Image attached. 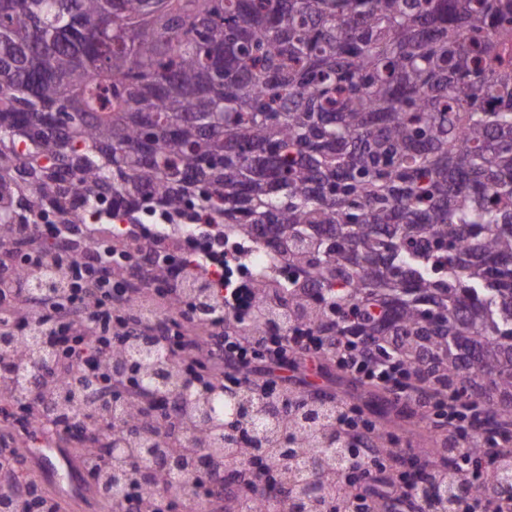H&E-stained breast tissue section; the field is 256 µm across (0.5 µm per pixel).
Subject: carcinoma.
I'll return each mask as SVG.
<instances>
[{
    "instance_id": "carcinoma-1",
    "label": "carcinoma",
    "mask_w": 512,
    "mask_h": 512,
    "mask_svg": "<svg viewBox=\"0 0 512 512\" xmlns=\"http://www.w3.org/2000/svg\"><path fill=\"white\" fill-rule=\"evenodd\" d=\"M150 222L251 227L288 267L284 323L332 305L347 335L402 336L411 362L431 355L492 404L477 430L507 429L512 0H0V236ZM128 355L141 383L181 386L150 345ZM235 401L283 479L304 481L305 448L349 460L323 402L285 448L280 415ZM207 405L190 402L193 423ZM209 437L243 461L236 437ZM116 444L112 499L152 440Z\"/></svg>"
}]
</instances>
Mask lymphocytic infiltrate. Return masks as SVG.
Returning <instances> with one entry per match:
<instances>
[{"label":"lymphocytic infiltrate","instance_id":"obj_1","mask_svg":"<svg viewBox=\"0 0 512 512\" xmlns=\"http://www.w3.org/2000/svg\"><path fill=\"white\" fill-rule=\"evenodd\" d=\"M168 237L160 224H115L102 235L86 224H16L8 238L0 237V354L9 359L0 363V397L22 402L19 413L0 417L9 432L0 446L16 447L22 435L48 439L79 431L83 481L98 488L111 454L109 444L96 438L98 418L76 411L57 421L42 406L47 393L94 372L100 382L85 400L120 410L113 434H134L148 424L163 448L149 462L152 480L134 479L118 512H177L183 497L175 492L166 456L197 453L199 444L181 434L183 395L143 391L134 371L119 364L129 343L149 341L162 359L180 365L185 390H248L284 415L297 393L290 371L318 375L329 362L407 408L427 430L447 431L451 455L471 461L454 473L469 489L462 512H512V498L486 488L500 458L512 453V439L494 429L471 430L469 417L487 405L465 381L411 372L371 338L338 334L332 311L318 323L297 321L280 329L257 304L256 289L241 279L247 264L240 244L205 224L196 225L186 241ZM33 324L50 357L30 355L24 331ZM336 406L337 430L359 450L346 469L361 492L345 501L344 512H434L431 491L439 468L430 463L404 469L410 448L395 430L368 417L364 403L340 399ZM278 476L277 463L264 457L251 461L232 484H225L220 463L210 464L198 483L218 512H238ZM0 498L12 512L63 509L38 481L17 480L7 462L0 464Z\"/></svg>","mask_w":512,"mask_h":512}]
</instances>
